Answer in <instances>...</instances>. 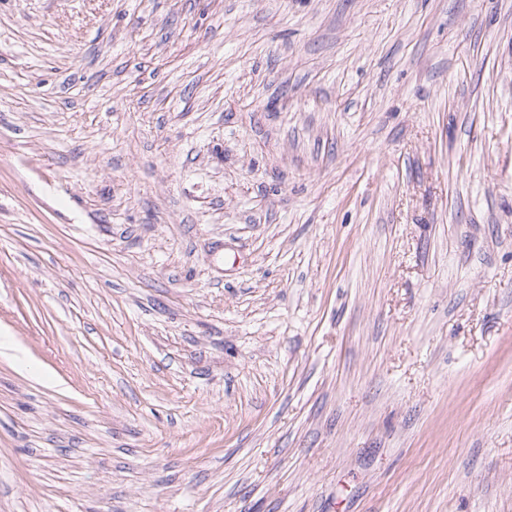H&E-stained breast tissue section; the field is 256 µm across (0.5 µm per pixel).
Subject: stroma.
<instances>
[{
  "mask_svg": "<svg viewBox=\"0 0 512 512\" xmlns=\"http://www.w3.org/2000/svg\"><path fill=\"white\" fill-rule=\"evenodd\" d=\"M0 512H512V0H0Z\"/></svg>",
  "mask_w": 512,
  "mask_h": 512,
  "instance_id": "1",
  "label": "stroma"
}]
</instances>
